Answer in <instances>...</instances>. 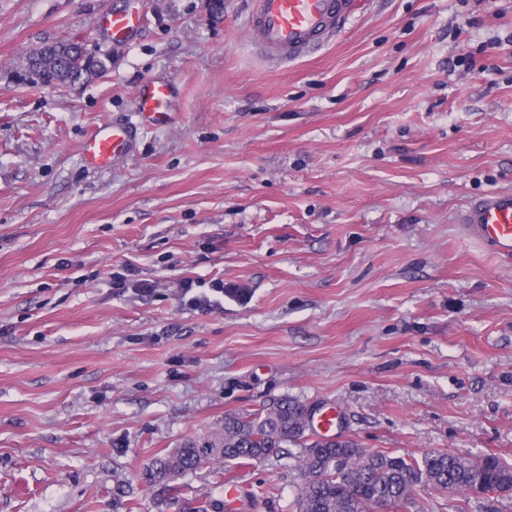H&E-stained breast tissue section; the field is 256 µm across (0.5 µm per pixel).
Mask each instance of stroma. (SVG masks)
<instances>
[{
	"label": "stroma",
	"mask_w": 512,
	"mask_h": 512,
	"mask_svg": "<svg viewBox=\"0 0 512 512\" xmlns=\"http://www.w3.org/2000/svg\"><path fill=\"white\" fill-rule=\"evenodd\" d=\"M0 0V512H292L299 474L207 464L173 496L154 458L225 414L290 395L371 451L512 462V263L469 238L512 192V0H361L319 52L265 61L249 0ZM56 40L105 72L30 86ZM174 87L166 125L136 112ZM124 125L133 149L88 166ZM224 283L190 311L178 287ZM427 512L512 496L421 494ZM141 22L140 9L131 3L129 6L112 11L104 21L105 29L116 44L129 39ZM173 97V87L165 81H149L139 91L137 109L152 124L166 122ZM131 147V135L123 127L99 128L81 144V152L90 167H100L121 157Z\"/></svg>",
	"instance_id": "35a3bbf8"
}]
</instances>
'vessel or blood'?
Segmentation results:
<instances>
[{
  "label": "vessel or blood",
  "mask_w": 512,
  "mask_h": 512,
  "mask_svg": "<svg viewBox=\"0 0 512 512\" xmlns=\"http://www.w3.org/2000/svg\"><path fill=\"white\" fill-rule=\"evenodd\" d=\"M356 0H251L249 26L254 45L267 60L293 62L314 54L340 32L357 11ZM141 22V12L130 5L113 11L104 21L115 43L129 39ZM173 87L165 81L147 82L140 90L137 109L152 124L165 122ZM131 147L123 127L99 128L81 144L88 166L100 167L121 157ZM468 234L479 239L499 258L512 260V193H495L472 203L462 219Z\"/></svg>",
  "instance_id": "obj_1"
}]
</instances>
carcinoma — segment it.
I'll use <instances>...</instances> for the list:
<instances>
[{"mask_svg":"<svg viewBox=\"0 0 512 512\" xmlns=\"http://www.w3.org/2000/svg\"><path fill=\"white\" fill-rule=\"evenodd\" d=\"M55 45L62 51L48 78L64 86L89 80L82 73L83 44L65 40ZM306 411L302 400L286 395L250 411L227 413L206 437L186 440L156 458L145 478L178 494L188 487L184 479L206 464L220 461L233 469L278 463L292 457L283 452L291 443L301 448L296 456L301 483L292 503L295 512H411L417 507L416 494L429 490L512 494V464L494 454L430 451L417 458L370 452L351 438L326 441L313 436Z\"/></svg>","mask_w":512,"mask_h":512,"instance_id":"obj_1","label":"carcinoma"}]
</instances>
